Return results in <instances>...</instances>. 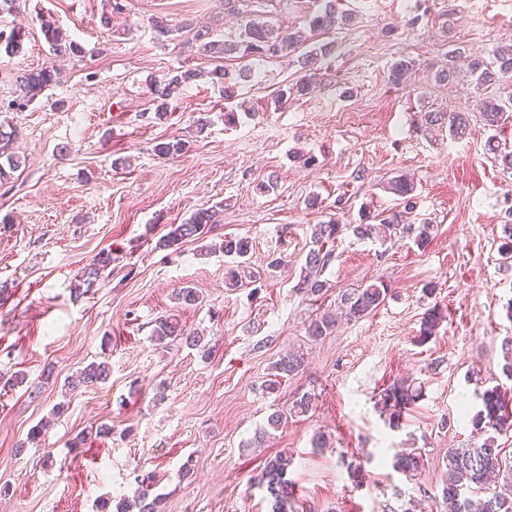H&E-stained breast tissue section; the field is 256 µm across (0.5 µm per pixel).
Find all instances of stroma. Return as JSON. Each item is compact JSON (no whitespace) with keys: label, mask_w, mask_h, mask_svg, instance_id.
Segmentation results:
<instances>
[{"label":"stroma","mask_w":512,"mask_h":512,"mask_svg":"<svg viewBox=\"0 0 512 512\" xmlns=\"http://www.w3.org/2000/svg\"><path fill=\"white\" fill-rule=\"evenodd\" d=\"M238 3L21 0L0 14V32H26L19 52L0 45V102L16 97L25 72H61L23 109L0 111L23 159L0 182V376H25L19 386L0 383V487L9 489L0 512H96L99 498L133 496L146 473L163 496L159 512H269L254 478L283 450L295 501L312 512H402L409 499L443 512L447 450L483 441L470 419L487 388L507 385L512 359V267L498 253L512 222V175L487 141L512 146V122L489 132L478 101L512 98V80L477 90L438 74L512 45V0H339L351 19L331 35L333 57L315 89L282 109L272 98L300 76L295 56L219 63L254 111L232 127L207 77L219 64L188 47L192 24L223 35L250 15L285 30L306 25L296 0ZM155 17L173 29L166 41L155 37ZM46 20L81 54L55 58ZM399 58L413 62L415 86L391 83ZM187 68L200 77L156 119L153 80ZM247 68L254 79L240 81ZM453 111L469 113L467 138L421 122ZM173 137L185 153L158 157L154 145ZM401 175L416 186L411 222L434 226L429 244L344 232L323 274L327 292L298 293L315 225L338 212L357 221L365 205L391 213L398 198L386 184ZM268 180L275 189L259 192ZM215 206L209 233L177 253L159 247L173 225ZM227 236L250 240L258 286L225 288L224 256L210 247ZM102 251L111 265L74 295L77 272ZM378 279L388 292L376 311L308 336L312 318L340 311L342 293ZM184 287L198 289L197 304L176 303ZM435 305L446 319L421 341ZM170 316L205 335L209 357L158 344L154 330ZM292 352L304 358L301 371L268 392L273 363ZM94 361L109 362L107 382L65 393V378ZM400 379L421 395L395 427L380 394ZM304 393L309 412L267 430V416ZM59 403L66 409L53 415ZM102 423L111 435L93 434ZM320 435L326 445L314 447ZM405 448L422 454L412 478L392 467Z\"/></svg>","instance_id":"obj_1"}]
</instances>
